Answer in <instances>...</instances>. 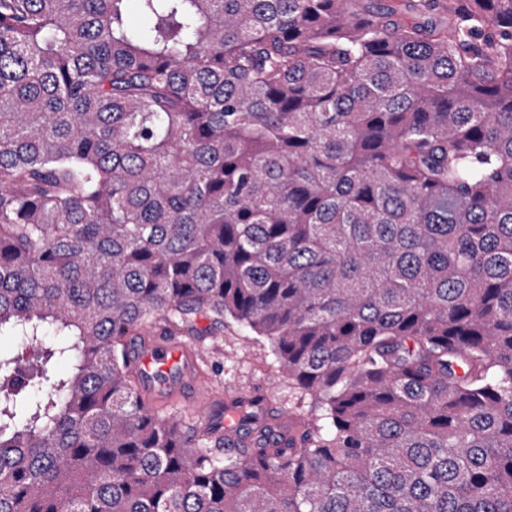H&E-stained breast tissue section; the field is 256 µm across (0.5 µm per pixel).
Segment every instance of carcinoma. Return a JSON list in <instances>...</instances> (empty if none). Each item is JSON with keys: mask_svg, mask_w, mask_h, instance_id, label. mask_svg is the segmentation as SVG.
Instances as JSON below:
<instances>
[{"mask_svg": "<svg viewBox=\"0 0 512 512\" xmlns=\"http://www.w3.org/2000/svg\"><path fill=\"white\" fill-rule=\"evenodd\" d=\"M199 316L298 438L145 407ZM1 334L0 512H512V0H0ZM186 345L192 347L198 361L190 348L171 336H142L129 348L139 392L149 409L172 402L194 406L204 400L207 387L202 368L210 381L206 409L196 412L174 405L158 410L159 414L178 411L187 423H204L213 409L224 407L228 394L248 396L257 386L271 393L273 411L293 417L298 414L297 394L279 376L269 344L262 337L229 323L202 342Z\"/></svg>", "mask_w": 512, "mask_h": 512, "instance_id": "carcinoma-1", "label": "carcinoma"}]
</instances>
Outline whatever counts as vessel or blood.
Instances as JSON below:
<instances>
[{"instance_id": "obj_1", "label": "vessel or blood", "mask_w": 512, "mask_h": 512, "mask_svg": "<svg viewBox=\"0 0 512 512\" xmlns=\"http://www.w3.org/2000/svg\"><path fill=\"white\" fill-rule=\"evenodd\" d=\"M137 370L139 392L149 409L179 402L193 406L207 392L195 353L172 337L145 336L129 351Z\"/></svg>"}]
</instances>
